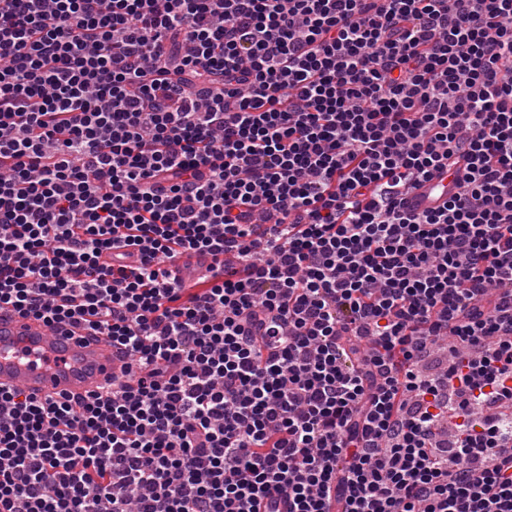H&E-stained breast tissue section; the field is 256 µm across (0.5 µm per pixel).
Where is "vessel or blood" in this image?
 <instances>
[{"label":"vessel or blood","mask_w":512,"mask_h":512,"mask_svg":"<svg viewBox=\"0 0 512 512\" xmlns=\"http://www.w3.org/2000/svg\"><path fill=\"white\" fill-rule=\"evenodd\" d=\"M453 183L440 174L408 198L422 212L442 205ZM126 363L111 341L70 324L48 329L35 318L0 307V386H18L39 398L85 396L121 374Z\"/></svg>","instance_id":"vessel-or-blood-1"}]
</instances>
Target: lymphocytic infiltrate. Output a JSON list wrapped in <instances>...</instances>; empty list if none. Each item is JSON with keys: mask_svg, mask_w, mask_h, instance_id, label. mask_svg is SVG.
<instances>
[{"mask_svg": "<svg viewBox=\"0 0 512 512\" xmlns=\"http://www.w3.org/2000/svg\"><path fill=\"white\" fill-rule=\"evenodd\" d=\"M2 305L0 512H512V0H0ZM452 188V178L448 177V172L440 174L415 190L408 197V205L418 212L436 208L448 199ZM10 351V352H9ZM38 351L41 362L21 358ZM127 362L104 336L70 324L53 331L11 307H0V386H18L38 398L87 396L121 374Z\"/></svg>", "mask_w": 512, "mask_h": 512, "instance_id": "lymphocytic-infiltrate-1", "label": "lymphocytic infiltrate"}]
</instances>
